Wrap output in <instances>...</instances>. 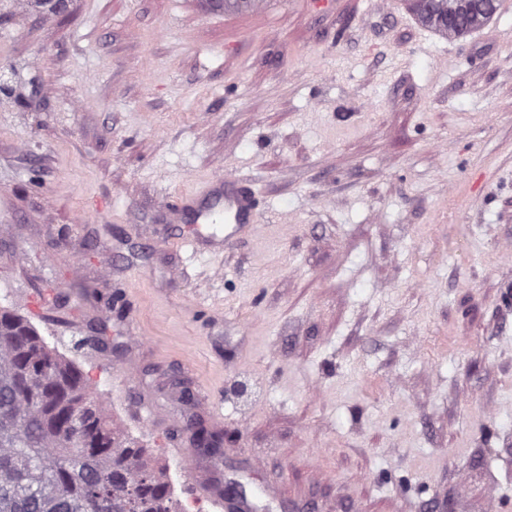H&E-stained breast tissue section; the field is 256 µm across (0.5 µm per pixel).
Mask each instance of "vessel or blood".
Masks as SVG:
<instances>
[{
  "instance_id": "1",
  "label": "vessel or blood",
  "mask_w": 512,
  "mask_h": 512,
  "mask_svg": "<svg viewBox=\"0 0 512 512\" xmlns=\"http://www.w3.org/2000/svg\"><path fill=\"white\" fill-rule=\"evenodd\" d=\"M178 200L175 222L212 224L216 219H223L224 239L228 242L242 233L256 230L257 191L239 176L228 173L215 177L213 184L181 194ZM197 489L208 495L222 512H249L248 504L230 499L208 481H200Z\"/></svg>"
}]
</instances>
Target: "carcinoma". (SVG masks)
Here are the masks:
<instances>
[{
  "instance_id": "cac0c4a2",
  "label": "carcinoma",
  "mask_w": 512,
  "mask_h": 512,
  "mask_svg": "<svg viewBox=\"0 0 512 512\" xmlns=\"http://www.w3.org/2000/svg\"><path fill=\"white\" fill-rule=\"evenodd\" d=\"M417 19L462 37L483 10L407 0ZM0 512H186L164 466L114 423L94 381L0 309Z\"/></svg>"
}]
</instances>
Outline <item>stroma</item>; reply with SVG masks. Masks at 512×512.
Instances as JSON below:
<instances>
[{
    "mask_svg": "<svg viewBox=\"0 0 512 512\" xmlns=\"http://www.w3.org/2000/svg\"><path fill=\"white\" fill-rule=\"evenodd\" d=\"M225 173L260 227L219 249L169 201ZM0 307L190 512L202 473L253 512H512V0L462 38L404 0H11Z\"/></svg>",
    "mask_w": 512,
    "mask_h": 512,
    "instance_id": "stroma-1",
    "label": "stroma"
}]
</instances>
